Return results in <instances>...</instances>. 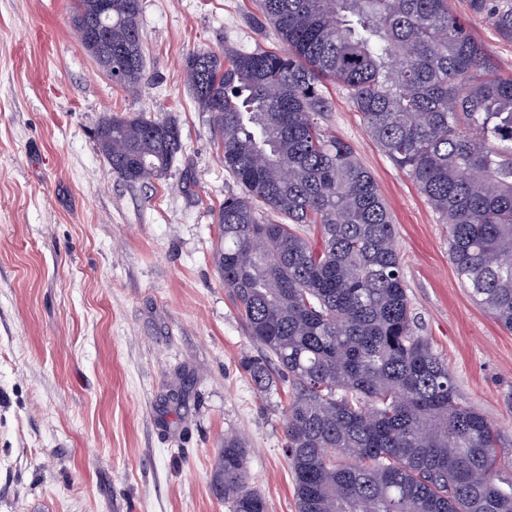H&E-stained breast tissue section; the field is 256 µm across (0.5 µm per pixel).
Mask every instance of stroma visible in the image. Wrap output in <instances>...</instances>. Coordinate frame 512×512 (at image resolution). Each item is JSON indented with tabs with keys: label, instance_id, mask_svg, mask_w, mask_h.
<instances>
[{
	"label": "stroma",
	"instance_id": "35a3bbf8",
	"mask_svg": "<svg viewBox=\"0 0 512 512\" xmlns=\"http://www.w3.org/2000/svg\"><path fill=\"white\" fill-rule=\"evenodd\" d=\"M452 8L497 69L512 42ZM255 0H142L137 91L98 69L71 0H0V512H229L210 488L225 435L267 512H297L283 450L288 388L259 395L254 344L216 265L218 207L239 188L199 111L186 54L278 49ZM323 126L352 147L392 213L419 335L512 451V332L469 298L448 229L327 84ZM175 121L166 175H113L95 132L112 113Z\"/></svg>",
	"mask_w": 512,
	"mask_h": 512
}]
</instances>
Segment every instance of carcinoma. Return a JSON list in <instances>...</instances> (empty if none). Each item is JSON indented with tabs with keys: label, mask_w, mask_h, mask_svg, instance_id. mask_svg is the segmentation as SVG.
Instances as JSON below:
<instances>
[{
	"label": "carcinoma",
	"mask_w": 512,
	"mask_h": 512,
	"mask_svg": "<svg viewBox=\"0 0 512 512\" xmlns=\"http://www.w3.org/2000/svg\"><path fill=\"white\" fill-rule=\"evenodd\" d=\"M112 67L128 90L145 66L141 0H110ZM277 52L226 46L184 58L240 187L217 215V262L263 357L260 393L291 390L285 453L298 512H512L498 432L417 334L395 227L371 173L320 126L327 82L448 228L473 302L512 330V75L486 58L450 0H257ZM512 40V0H470ZM71 14L96 24L88 0ZM112 174L138 184L181 151L173 121L112 113L97 130ZM247 448L224 437L211 480L230 512H266Z\"/></svg>",
	"instance_id": "1"
}]
</instances>
